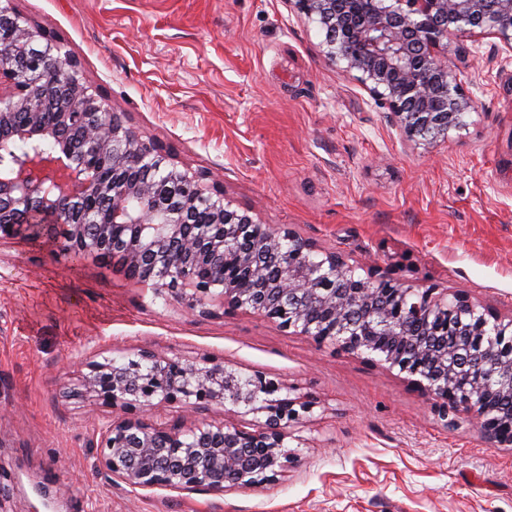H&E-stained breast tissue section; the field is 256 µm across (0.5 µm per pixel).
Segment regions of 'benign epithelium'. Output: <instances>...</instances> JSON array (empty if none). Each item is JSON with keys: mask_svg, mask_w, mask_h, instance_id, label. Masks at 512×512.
Here are the masks:
<instances>
[{"mask_svg": "<svg viewBox=\"0 0 512 512\" xmlns=\"http://www.w3.org/2000/svg\"><path fill=\"white\" fill-rule=\"evenodd\" d=\"M325 33L323 55L388 104L404 141L448 139L473 107L448 59V37L492 36L512 54V0H289ZM0 242L35 216L64 230L66 251L116 266L201 315L213 290L320 345L379 358L432 401L460 409L512 447V317L365 274L341 255L233 207L205 172L181 169L125 115L107 111L67 45L0 5ZM25 150H19L20 146ZM189 183L209 223L193 221L171 185ZM82 391L128 413L96 429L111 480L132 490L228 491L268 485L295 462L290 429L315 402L280 396L263 373L241 378L213 360L142 351L122 366L87 364ZM241 407L254 427L203 421L188 431L157 418L172 404Z\"/></svg>", "mask_w": 512, "mask_h": 512, "instance_id": "1", "label": "benign epithelium"}]
</instances>
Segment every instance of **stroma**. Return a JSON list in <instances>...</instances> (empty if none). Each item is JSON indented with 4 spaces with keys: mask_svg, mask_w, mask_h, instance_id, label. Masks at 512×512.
Listing matches in <instances>:
<instances>
[{
    "mask_svg": "<svg viewBox=\"0 0 512 512\" xmlns=\"http://www.w3.org/2000/svg\"><path fill=\"white\" fill-rule=\"evenodd\" d=\"M67 43L114 111L234 207L415 288L512 316V55L453 38L474 102L434 147L321 53L290 0H12ZM63 238L0 243V512H512V448L466 412L441 421L398 369L208 301L184 312L112 269L71 266ZM145 350L262 372L314 399L278 481L222 495L131 490L93 444L121 409L81 396L87 362ZM253 415L168 407L189 430Z\"/></svg>",
    "mask_w": 512,
    "mask_h": 512,
    "instance_id": "35a3bbf8",
    "label": "stroma"
}]
</instances>
